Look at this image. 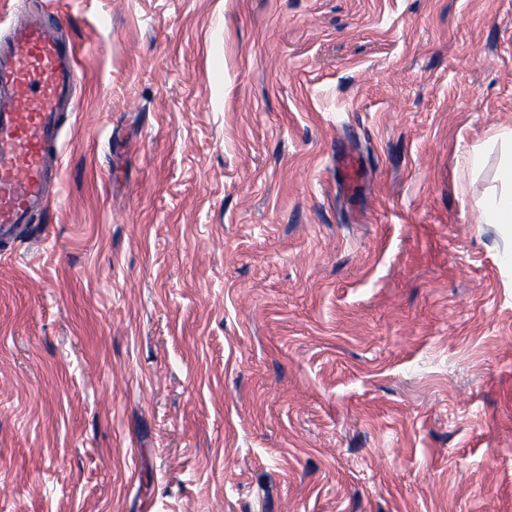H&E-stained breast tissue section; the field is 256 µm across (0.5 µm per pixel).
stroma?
<instances>
[{
  "label": "stroma",
  "mask_w": 512,
  "mask_h": 512,
  "mask_svg": "<svg viewBox=\"0 0 512 512\" xmlns=\"http://www.w3.org/2000/svg\"><path fill=\"white\" fill-rule=\"evenodd\" d=\"M45 10L79 76L0 259V512H512V0H0V38ZM503 189L489 203L479 206L481 224H504L512 232V160L501 169Z\"/></svg>",
  "instance_id": "obj_1"
}]
</instances>
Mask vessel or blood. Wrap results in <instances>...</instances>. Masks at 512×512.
I'll use <instances>...</instances> for the list:
<instances>
[{
	"instance_id": "vessel-or-blood-1",
	"label": "vessel or blood",
	"mask_w": 512,
	"mask_h": 512,
	"mask_svg": "<svg viewBox=\"0 0 512 512\" xmlns=\"http://www.w3.org/2000/svg\"><path fill=\"white\" fill-rule=\"evenodd\" d=\"M77 58L73 44L45 18L21 13L0 41V245L23 234L47 211L50 164L60 155L61 117L73 106Z\"/></svg>"
}]
</instances>
